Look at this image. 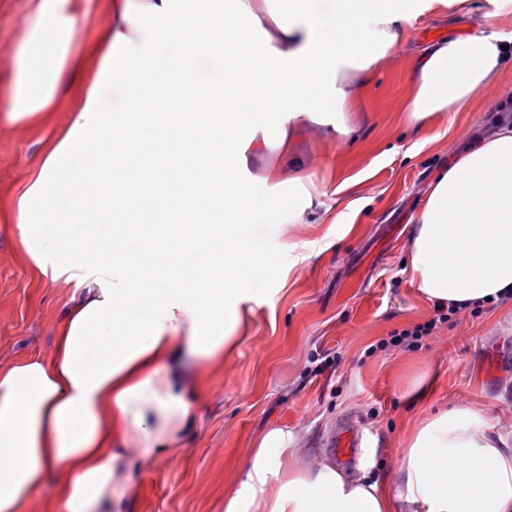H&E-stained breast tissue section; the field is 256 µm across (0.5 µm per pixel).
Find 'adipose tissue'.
<instances>
[{
    "label": "adipose tissue",
    "mask_w": 512,
    "mask_h": 512,
    "mask_svg": "<svg viewBox=\"0 0 512 512\" xmlns=\"http://www.w3.org/2000/svg\"><path fill=\"white\" fill-rule=\"evenodd\" d=\"M93 0H32L14 53L5 122L37 125L67 69L81 101L0 206L30 269L75 282L49 357L0 364V512H123L135 476L176 455L191 396L235 346L242 280L265 245L249 224L302 216L320 194L301 177L257 200L249 170L296 132L349 118L375 68L399 52L422 0H110L96 42L77 45ZM220 57L209 83L199 62ZM512 47L484 32L431 46L402 110L426 127L500 79ZM120 211L126 224L99 225ZM407 262L428 302L468 308L512 296V121L469 144L433 180ZM203 366L192 375L190 364ZM224 512H512V424L468 406L423 416L388 483L265 432Z\"/></svg>",
    "instance_id": "obj_1"
}]
</instances>
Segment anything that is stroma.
Wrapping results in <instances>:
<instances>
[{
  "instance_id": "1",
  "label": "stroma",
  "mask_w": 512,
  "mask_h": 512,
  "mask_svg": "<svg viewBox=\"0 0 512 512\" xmlns=\"http://www.w3.org/2000/svg\"><path fill=\"white\" fill-rule=\"evenodd\" d=\"M29 0H0V116L9 108L11 56L26 33ZM485 33L512 39V8L471 0L470 10L429 9L411 18L397 58L377 68L355 113L357 140L309 133L288 149L311 160L324 208L294 224L255 225L275 261L243 281L237 343L195 403L178 455L142 472L128 512H224L239 489L249 451L268 429L300 434L315 455L369 478L395 467L403 431L434 408L471 405L512 422V302L464 310L418 349H379L392 332L434 315L411 282L407 257L429 183L476 134L485 132L501 85L477 92L468 111L442 112L425 130L402 124L398 108L421 51L444 38ZM66 73L58 110L38 126L0 119V203L25 184L54 128L79 108ZM74 284L33 276L12 225L0 223V362L49 356L52 331ZM429 398H420L424 386ZM364 427L362 448L345 460L328 446L336 425Z\"/></svg>"
}]
</instances>
